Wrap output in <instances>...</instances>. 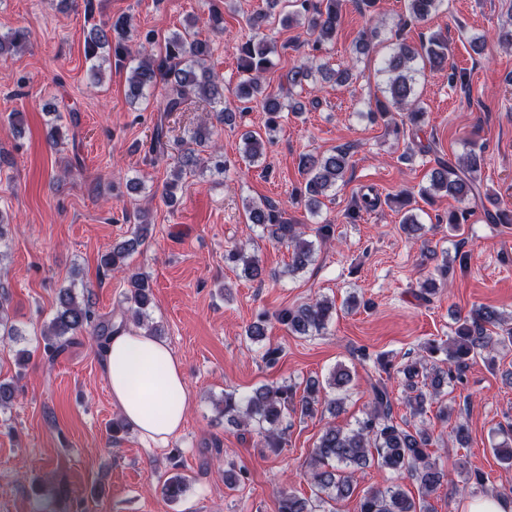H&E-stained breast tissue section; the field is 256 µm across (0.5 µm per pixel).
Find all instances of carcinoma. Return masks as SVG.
Wrapping results in <instances>:
<instances>
[{
  "mask_svg": "<svg viewBox=\"0 0 512 512\" xmlns=\"http://www.w3.org/2000/svg\"><path fill=\"white\" fill-rule=\"evenodd\" d=\"M341 0H266V8L255 10L247 18L254 35L238 47L239 68L243 78L237 85L236 97L250 103L260 99L262 109L270 115L265 129L277 128L279 113L284 108L292 112L302 111L299 102L288 105L272 95L259 97L262 93L264 74L272 66L270 55L276 51L267 31L273 25L274 9L282 15L281 23L302 24L307 27L310 51L314 54L336 39L341 23L339 4ZM445 0H405L406 15L411 21H426L438 13ZM197 19L191 18L183 29L163 39V46L155 52L149 46L155 43V35L149 30L143 35L144 42L134 49L129 45L133 23L128 15L112 18V22L92 27L85 39V56L94 61L90 72L93 82H100L101 65L98 60H115L116 64H128L129 76L127 99L136 104L146 95L163 87L162 112L169 115L182 112L193 98L209 103L217 110L220 123H232L236 115L228 106H223V80L209 67L206 60L211 54L208 41L196 37ZM29 35L24 28L10 29L0 34V56L17 53L27 44ZM315 57H306L295 64L287 75L288 89L301 87L319 74L327 83H343L352 77L351 69H333L326 65L314 67ZM448 68V43L442 36H430L427 42L415 47L400 37L393 44L391 53L381 60L376 74L383 78L380 92L383 98L375 99L367 115L372 120L391 121L392 112L402 111L412 125L424 121L426 110L416 94L417 77L425 70L441 71ZM170 130L165 119H160L149 138V152L156 156L168 153ZM211 133L196 136V147L181 150L176 169L163 186L165 202L173 206L177 199L174 190L187 175L197 173L200 164L199 152L208 147ZM245 146L241 154L248 165L259 163L263 156V140L259 133L249 132L244 137ZM350 148L337 147L328 154H305L299 167L306 176L305 192L314 203L312 211L320 207V198L344 180L349 168ZM483 157L475 150L467 151L456 163L440 162L429 174V186L422 194L443 192L459 199L480 198V172ZM247 221L261 227L262 234L270 240L287 245L290 254L285 273L295 275L313 264L315 248L313 242L303 238L297 225L283 218V211L271 200L244 203ZM138 224L131 230L132 238L112 248L100 257V267L105 271H126V258L144 240L143 215H137ZM241 268V273L251 279L264 281L266 271L258 255L245 245H236L224 251V264ZM268 276L275 278L277 273ZM129 285L125 292L122 320L115 325L112 320L100 318L89 298L78 295L72 286L59 289L55 312L42 331L43 352L56 360L75 340V336L89 332L96 336L98 348H103L107 338L117 329L133 324L135 328L154 335L158 326L151 321L149 313L151 288L149 278L141 273L127 275ZM336 315L335 301L321 297L288 308L277 314V321L288 331L299 336L323 334ZM458 326L448 341H431L422 348V353L402 366L378 356L371 358L365 352L361 360L373 361L378 370L391 374V370L404 376L403 403L412 417L425 419L433 404H438L436 418L448 424L450 435L461 448L469 445L470 434L466 425L453 419V410L439 403L445 387L462 380L469 361L476 354H491L499 348L512 345V327H504L503 315L490 306L473 307L465 316L455 318ZM19 335L8 310L0 300V338L12 339ZM249 340L263 349V359L268 365L275 364L280 349L266 343L267 317L261 314L247 328ZM445 358L437 359L438 354ZM350 371L339 366L325 381L308 379L302 390L287 382H271L256 387L244 397L234 392L224 393L219 407L224 418L243 428V431L260 437L265 448L277 450L284 447L288 426L284 422L288 413L301 417H312L325 411L334 415L343 409L341 391L350 383ZM372 401L365 415L355 424L339 426L330 424L319 436L308 461L309 475L316 493L307 499L296 494L288 485H282L277 495V512H327L325 506L352 497L357 484L356 472L370 464L405 474L418 484L419 496H408L400 487H370L362 491L356 512H433L429 498L444 484L446 474L439 467L438 458L430 451L433 446L432 431L426 426L410 430L394 420L395 398L392 390L381 377L370 382ZM188 486L187 479L176 474L164 479L161 495L170 500L180 499Z\"/></svg>",
  "mask_w": 512,
  "mask_h": 512,
  "instance_id": "obj_1",
  "label": "carcinoma"
}]
</instances>
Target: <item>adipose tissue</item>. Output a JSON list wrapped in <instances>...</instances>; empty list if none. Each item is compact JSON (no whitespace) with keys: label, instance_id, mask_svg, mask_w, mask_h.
I'll return each instance as SVG.
<instances>
[{"label":"adipose tissue","instance_id":"1","mask_svg":"<svg viewBox=\"0 0 512 512\" xmlns=\"http://www.w3.org/2000/svg\"><path fill=\"white\" fill-rule=\"evenodd\" d=\"M112 402L141 438L165 446L183 428L193 395L169 346L144 331L122 329L101 356Z\"/></svg>","mask_w":512,"mask_h":512}]
</instances>
